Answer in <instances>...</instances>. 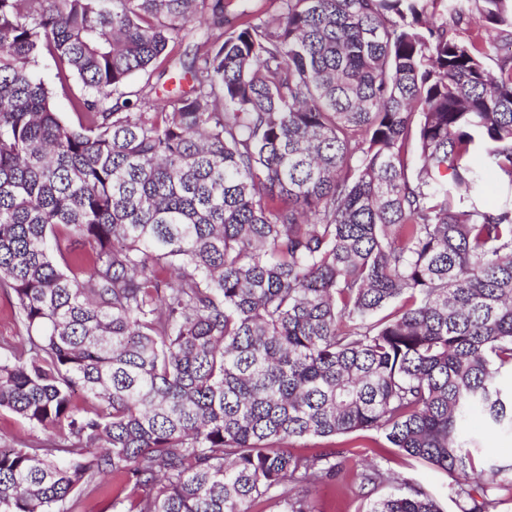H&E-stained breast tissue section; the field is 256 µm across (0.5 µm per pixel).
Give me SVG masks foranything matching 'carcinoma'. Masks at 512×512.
<instances>
[{
    "label": "carcinoma",
    "mask_w": 512,
    "mask_h": 512,
    "mask_svg": "<svg viewBox=\"0 0 512 512\" xmlns=\"http://www.w3.org/2000/svg\"><path fill=\"white\" fill-rule=\"evenodd\" d=\"M244 2L0 0V408L61 438L0 448V512L105 479L116 512H314L340 463L288 444L362 431L497 512L512 463L461 427L512 434V0ZM149 70L190 85L126 91ZM14 305L13 294L0 288V343L17 345L27 336L24 324L15 314Z\"/></svg>",
    "instance_id": "1"
}]
</instances>
